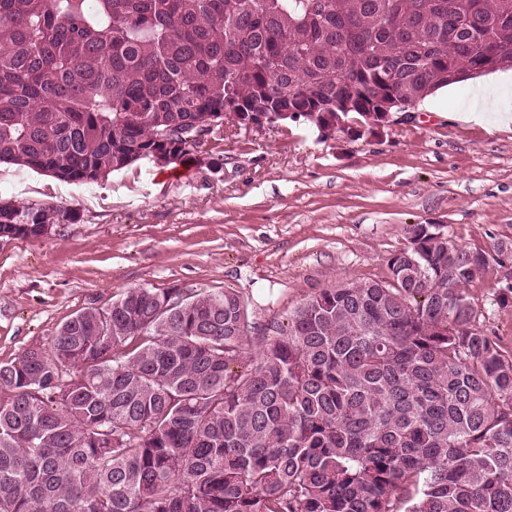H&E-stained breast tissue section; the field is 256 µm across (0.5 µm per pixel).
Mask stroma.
I'll use <instances>...</instances> for the list:
<instances>
[{
  "instance_id": "1",
  "label": "stroma",
  "mask_w": 512,
  "mask_h": 512,
  "mask_svg": "<svg viewBox=\"0 0 512 512\" xmlns=\"http://www.w3.org/2000/svg\"><path fill=\"white\" fill-rule=\"evenodd\" d=\"M479 112L477 123L459 121ZM512 78L485 102L475 80L392 113L379 133L323 135L297 122L206 142L221 170L140 160L68 184L0 165V199L61 205L48 235L0 238V363L47 345L76 312L132 287L238 291L258 326L346 279H381L409 224H441L458 246L512 252ZM512 268L467 286L477 322L512 350Z\"/></svg>"
}]
</instances>
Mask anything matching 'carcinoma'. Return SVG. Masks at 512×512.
I'll list each match as a JSON object with an SVG mask.
<instances>
[{"label": "carcinoma", "instance_id": "carcinoma-1", "mask_svg": "<svg viewBox=\"0 0 512 512\" xmlns=\"http://www.w3.org/2000/svg\"><path fill=\"white\" fill-rule=\"evenodd\" d=\"M508 65L512 0H0V164L96 181ZM72 219L0 201V237ZM405 233L385 279L254 336L230 288L135 287L0 363V512H512V352L464 288L485 252Z\"/></svg>", "mask_w": 512, "mask_h": 512}]
</instances>
